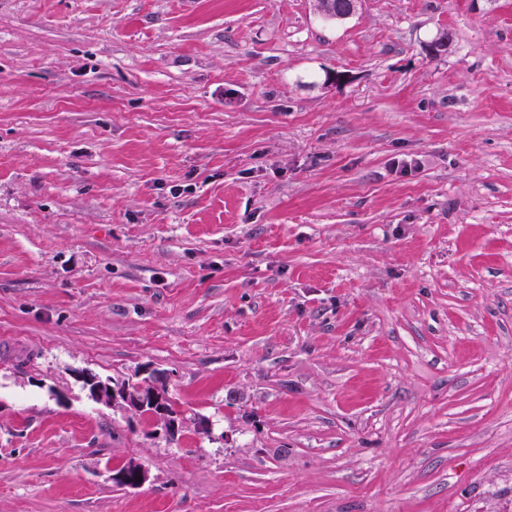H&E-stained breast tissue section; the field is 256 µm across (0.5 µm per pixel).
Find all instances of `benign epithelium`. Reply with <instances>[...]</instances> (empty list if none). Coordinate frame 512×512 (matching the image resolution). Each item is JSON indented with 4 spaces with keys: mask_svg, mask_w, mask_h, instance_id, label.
I'll list each match as a JSON object with an SVG mask.
<instances>
[{
    "mask_svg": "<svg viewBox=\"0 0 512 512\" xmlns=\"http://www.w3.org/2000/svg\"><path fill=\"white\" fill-rule=\"evenodd\" d=\"M77 376L94 392L100 403L112 406L125 413L140 417H149L169 431L176 427L177 421L165 407L164 394L158 386L149 381L127 382L125 385L112 386V396L105 393L106 384L90 370L77 373ZM149 479L148 470L141 464L129 462L112 472V481L127 488H138Z\"/></svg>",
    "mask_w": 512,
    "mask_h": 512,
    "instance_id": "1",
    "label": "benign epithelium"
}]
</instances>
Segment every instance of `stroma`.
Returning <instances> with one entry per match:
<instances>
[{
    "mask_svg": "<svg viewBox=\"0 0 512 512\" xmlns=\"http://www.w3.org/2000/svg\"><path fill=\"white\" fill-rule=\"evenodd\" d=\"M0 512H512V0H0ZM77 376L86 383L88 388H92L95 398L100 403L112 408L119 409L125 413H131L140 417H149L158 425L163 426L167 431L176 429L177 421L176 411L173 409V403L166 397L167 408L164 406V394L159 390L158 386L149 380L141 382H127L124 386L112 385V396L107 397L105 390L107 384L102 382L101 378L90 370L79 371ZM150 386L151 390L146 391V387ZM150 407L149 411H145ZM149 479L148 470L141 464L129 462L112 472V481L127 488H138Z\"/></svg>",
    "mask_w": 512,
    "mask_h": 512,
    "instance_id": "obj_1",
    "label": "stroma"
}]
</instances>
